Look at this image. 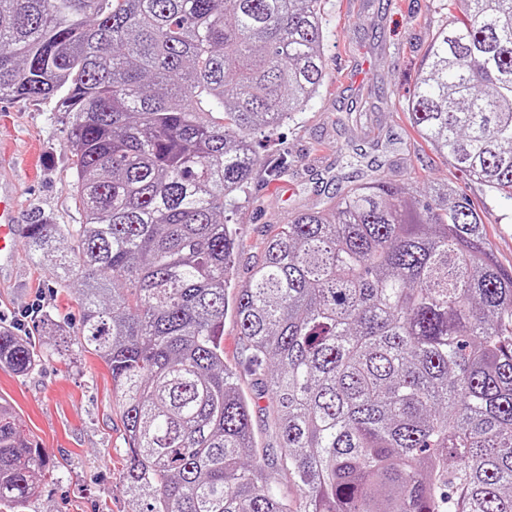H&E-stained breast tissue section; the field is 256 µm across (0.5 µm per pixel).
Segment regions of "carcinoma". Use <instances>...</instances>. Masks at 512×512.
Instances as JSON below:
<instances>
[{
    "instance_id": "carcinoma-1",
    "label": "carcinoma",
    "mask_w": 512,
    "mask_h": 512,
    "mask_svg": "<svg viewBox=\"0 0 512 512\" xmlns=\"http://www.w3.org/2000/svg\"><path fill=\"white\" fill-rule=\"evenodd\" d=\"M326 76L322 0H0V99L67 113L82 215L34 219L23 248L78 286L76 344L111 373L137 512H512V271L461 189L379 175L297 212L228 302L253 143ZM402 110L512 199V0H448ZM230 304L295 499L253 455ZM42 359L0 330V364ZM51 477L0 403V512Z\"/></svg>"
}]
</instances>
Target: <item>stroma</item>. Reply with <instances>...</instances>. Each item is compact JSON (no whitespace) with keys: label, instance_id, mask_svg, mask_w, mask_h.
<instances>
[{"label":"stroma","instance_id":"35a3bbf8","mask_svg":"<svg viewBox=\"0 0 512 512\" xmlns=\"http://www.w3.org/2000/svg\"><path fill=\"white\" fill-rule=\"evenodd\" d=\"M443 0H324L328 76L294 121L257 141L262 160L233 211L242 245L232 284L242 287L266 240L297 211L319 207L382 173L393 182L426 187L451 182L482 216L498 264L512 270V200L462 177L411 130L397 101L412 89L433 33L445 21ZM68 119L51 102L0 100V151L18 162L22 224L32 217L75 224ZM281 177L271 169L280 158ZM76 325V303L57 288L50 265L28 259L0 280V326L12 327L44 351L24 376L0 365V399L11 403L21 430L54 467L28 512H134L122 473L127 446L112 378L97 357L80 352L49 320ZM245 349L233 315L224 317V363L251 402L258 454L277 441L266 423L268 397L245 370Z\"/></svg>","mask_w":512,"mask_h":512}]
</instances>
